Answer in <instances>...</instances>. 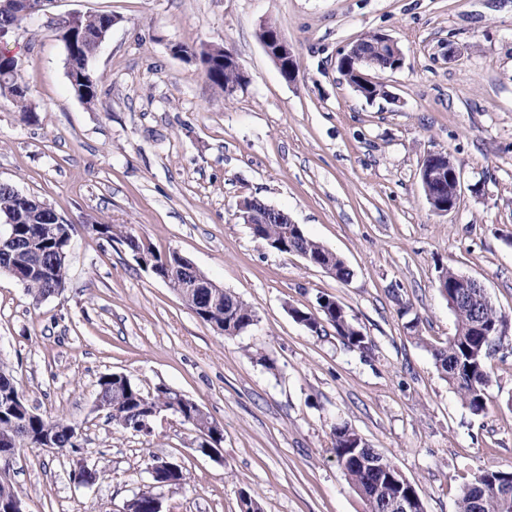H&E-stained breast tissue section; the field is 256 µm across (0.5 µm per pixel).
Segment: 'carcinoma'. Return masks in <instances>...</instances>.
<instances>
[{
  "label": "carcinoma",
  "mask_w": 512,
  "mask_h": 512,
  "mask_svg": "<svg viewBox=\"0 0 512 512\" xmlns=\"http://www.w3.org/2000/svg\"><path fill=\"white\" fill-rule=\"evenodd\" d=\"M24 18L0 10V30L14 33ZM112 25V15L99 14L83 17L80 29L86 40L84 50L70 61V72L77 73V82L71 83L75 95L91 104L97 99L98 78L90 68V59L97 49V37ZM189 58L206 64L204 73L213 84L223 88L228 85L244 84L243 74L236 67L222 63L224 47L203 45L199 48L182 46ZM353 54L378 55L377 34H368L356 41ZM0 95L11 98L19 111L31 114L28 87L15 70L0 80ZM252 206L264 217L262 223L251 228L253 238L262 246L272 249V242L288 238V248L284 253H297L305 257L308 263H332L334 277L342 282L349 281L353 271L336 253L305 232L291 230L288 215L271 213L264 209L263 201L252 199ZM14 218L16 232L23 242L29 244L46 264V271L24 273L23 288L35 303L50 297L53 289L65 287L68 277V263L59 262L55 257L59 252L68 251L67 241L72 237L74 227L71 224H43L42 213L36 208H27L17 193L9 188H0V221ZM91 228L109 241L114 239L124 244L129 251L143 249L151 255L153 273L163 279L176 291L188 307L196 310L199 318L215 327L224 335L232 337L238 331L252 325L256 312L236 295L229 291L221 292L218 306L209 305L213 290L193 288L191 282L195 274L173 272L169 265L178 262L174 252L161 253L135 234L133 228L126 225L116 227L112 224H93ZM462 275L446 270L438 281V288L448 301L456 321L454 336L448 339V345L432 348L437 369L448 381L464 405L474 414L487 410L486 389L490 382V372L486 359L491 356L501 339L496 336H484L480 329L506 322V315L498 310L489 298L470 300L469 296L458 288ZM318 314L314 315L301 309L291 311L292 317L308 330L319 321H325L336 331V335L350 348L363 351L368 348L369 339L364 332L349 319L345 307L327 296L325 302H317ZM97 398L106 407L113 425L123 430H135L143 415L151 412L156 415L170 413L196 432V442L200 448H218L224 439V429L194 399L171 390L160 384L151 392H145L125 374L112 373L99 378ZM348 426L334 429L332 434L334 454L349 483L364 501L367 512H395L392 498L412 491V483L406 479L398 467L388 458L370 447L353 448L345 434ZM81 434L76 426L60 416H45L34 413L25 398L20 394L13 375L0 367V468L8 467L11 460L2 455L5 440L16 443L18 448H40L51 442L57 448H70L77 451ZM363 458L376 461L378 472L361 462ZM390 479L388 490L379 492L375 485L379 475ZM512 486V468L486 469L480 471V478L465 485L457 499V512H512V498H504V488Z\"/></svg>",
  "instance_id": "obj_1"
}]
</instances>
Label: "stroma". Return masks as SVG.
Here are the masks:
<instances>
[{
  "instance_id": "obj_1",
  "label": "stroma",
  "mask_w": 512,
  "mask_h": 512,
  "mask_svg": "<svg viewBox=\"0 0 512 512\" xmlns=\"http://www.w3.org/2000/svg\"><path fill=\"white\" fill-rule=\"evenodd\" d=\"M102 13L117 22L91 59L89 105L71 89L60 30ZM267 21L294 46L293 82L263 50ZM371 32L397 40L404 65L380 74L387 95L369 102L337 61ZM174 43L231 49L248 83L225 97ZM8 48L34 114L0 95V183L75 226L61 295L33 304L0 273V361L36 413L81 433L79 452L16 455L27 512H126L153 454L187 474L162 490L163 512H241L245 492L263 512H365L332 453L344 424L397 465L425 512H456L479 471L512 464V340L487 362L479 416L431 354L455 333L441 270L480 281L512 318V0H55ZM439 151L462 176L444 215L419 176ZM245 198L287 212L351 280L262 247L238 216ZM95 224L179 252L252 306L255 324L224 337ZM321 295L343 303L368 350L294 320ZM110 373L196 400L224 428L220 459L195 452L170 414L149 436L113 426L94 408ZM78 453L101 474L93 486L70 479Z\"/></svg>"
}]
</instances>
